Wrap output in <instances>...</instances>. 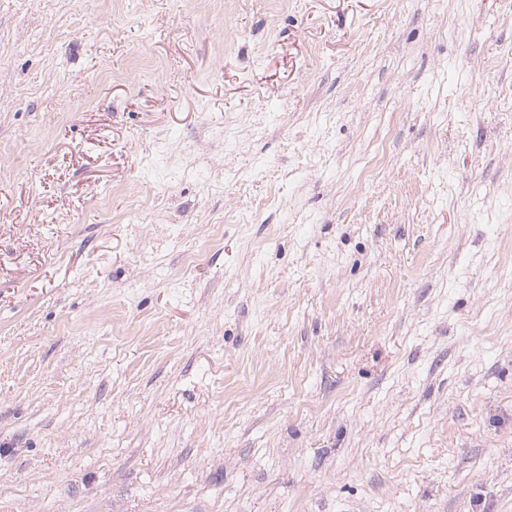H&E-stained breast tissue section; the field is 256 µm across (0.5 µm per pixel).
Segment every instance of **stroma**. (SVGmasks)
Segmentation results:
<instances>
[{
    "label": "stroma",
    "instance_id": "1",
    "mask_svg": "<svg viewBox=\"0 0 512 512\" xmlns=\"http://www.w3.org/2000/svg\"><path fill=\"white\" fill-rule=\"evenodd\" d=\"M0 512H512V0H0Z\"/></svg>",
    "mask_w": 512,
    "mask_h": 512
}]
</instances>
